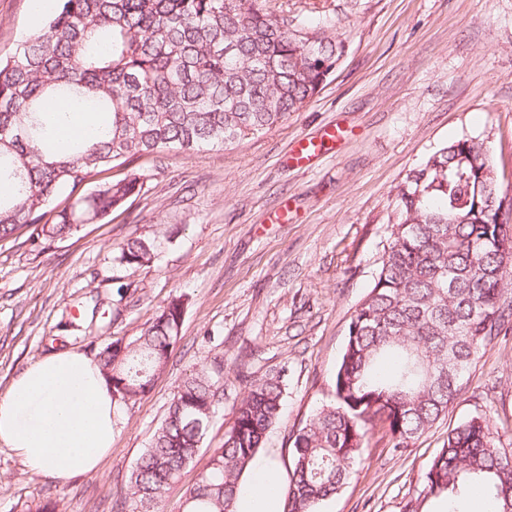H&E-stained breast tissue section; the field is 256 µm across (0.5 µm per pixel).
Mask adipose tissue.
Segmentation results:
<instances>
[{
  "instance_id": "1",
  "label": "adipose tissue",
  "mask_w": 512,
  "mask_h": 512,
  "mask_svg": "<svg viewBox=\"0 0 512 512\" xmlns=\"http://www.w3.org/2000/svg\"><path fill=\"white\" fill-rule=\"evenodd\" d=\"M119 407L97 364L77 351L30 363L0 396V444L33 472L64 481L96 471L112 447ZM279 467L257 459L233 512H282Z\"/></svg>"
}]
</instances>
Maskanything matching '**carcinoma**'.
I'll return each mask as SVG.
<instances>
[{
  "label": "carcinoma",
  "instance_id": "carcinoma-1",
  "mask_svg": "<svg viewBox=\"0 0 512 512\" xmlns=\"http://www.w3.org/2000/svg\"><path fill=\"white\" fill-rule=\"evenodd\" d=\"M48 13L0 58V242L34 249L104 220L140 189L133 174L93 178L137 155L192 153L265 133L325 86L345 53L321 25H293L267 0H50ZM65 102L100 117L55 145ZM67 205L52 206L60 194ZM512 197L490 142L462 137L433 151L396 186L390 242L350 316L334 400L289 434L283 512H319L361 463L379 428L400 452L460 394L475 357L512 333ZM156 240L129 239L119 263H149ZM183 302L160 308L134 341L97 363L122 405L146 396L179 340ZM284 371L251 379L224 442L185 491L183 512H231L239 480L281 420ZM224 388L203 365L187 374L112 512H164L166 493L199 454ZM481 493L512 512V450L477 413L448 432L402 512H466Z\"/></svg>",
  "mask_w": 512,
  "mask_h": 512
}]
</instances>
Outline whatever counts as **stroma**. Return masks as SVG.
<instances>
[{
    "label": "stroma",
    "instance_id": "35a3bbf8",
    "mask_svg": "<svg viewBox=\"0 0 512 512\" xmlns=\"http://www.w3.org/2000/svg\"><path fill=\"white\" fill-rule=\"evenodd\" d=\"M290 18L328 26L346 53L301 111L223 149L144 155L105 172L138 174L141 191L102 222L32 249L0 246V393L33 360L74 349L89 358L135 340L182 298L180 339L152 391L124 404L112 449L67 482L25 468L0 445V512H110L186 374L217 362L224 396L204 448L171 485L166 512L224 441L244 376L286 370L283 416L260 457L289 473L288 433L333 399L346 328L389 244L395 188L441 145L486 138L512 193V0H269ZM39 20L32 0H0V57ZM319 152L292 159L296 142ZM170 236L128 267L120 244ZM489 413L512 448V335L473 363L464 390L402 453L375 434L342 491L321 512H400L451 429Z\"/></svg>",
    "mask_w": 512,
    "mask_h": 512
}]
</instances>
